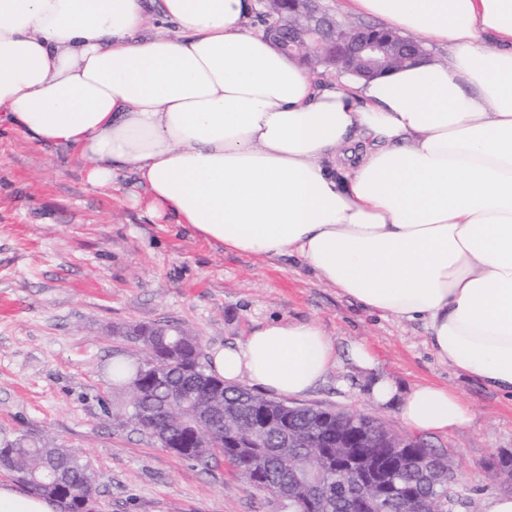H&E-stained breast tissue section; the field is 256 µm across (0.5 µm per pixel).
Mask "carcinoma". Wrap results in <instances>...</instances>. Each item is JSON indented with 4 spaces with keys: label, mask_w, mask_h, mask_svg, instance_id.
<instances>
[{
    "label": "carcinoma",
    "mask_w": 512,
    "mask_h": 512,
    "mask_svg": "<svg viewBox=\"0 0 512 512\" xmlns=\"http://www.w3.org/2000/svg\"><path fill=\"white\" fill-rule=\"evenodd\" d=\"M258 17L265 24L266 35L277 27L298 26L281 0H259ZM137 340L144 345L145 356L134 366L122 360L112 362V379L125 394L123 413L130 422H135L134 416L140 411L156 414V422L140 432L162 448L179 442L182 447L172 452L204 466L228 462L248 485L282 498L294 512H352V502L361 489L346 486L336 477V449L323 453L305 444L312 433L336 431V411L293 407L225 383L208 373L196 337L177 327ZM172 387L192 394L197 404L209 396L219 398L230 432L248 431L262 412L272 418L278 430L266 433L262 448H230L223 435H201L186 442L184 435L194 411L176 403L161 409ZM290 435L296 442L294 448L285 447ZM345 454L366 464L367 482L377 488L394 484L405 489L406 498L387 512H397L403 506L413 508V512H448L455 478L452 462L445 454L421 446L395 457L391 449L381 445L347 448ZM0 467L14 473L28 491L60 503L72 491H95L90 463L51 441L20 436L1 442Z\"/></svg>",
    "instance_id": "obj_1"
}]
</instances>
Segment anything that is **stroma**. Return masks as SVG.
<instances>
[{
	"instance_id": "35a3bbf8",
	"label": "stroma",
	"mask_w": 512,
	"mask_h": 512,
	"mask_svg": "<svg viewBox=\"0 0 512 512\" xmlns=\"http://www.w3.org/2000/svg\"><path fill=\"white\" fill-rule=\"evenodd\" d=\"M122 191L88 185L82 165L47 154L0 127V440H54L87 460L95 512H289L229 464L203 466L159 448L128 423L108 363L141 350L116 333L129 324H174L204 351L244 340L274 319L312 322L336 363L304 405L356 412L406 427L370 396L372 377L401 392L419 384L455 389L470 425L422 439L448 454L456 475L451 512H484L512 495V475L491 470L512 455V399L438 360L417 321L365 312L294 259L223 251L178 231ZM363 344L371 368L348 350Z\"/></svg>"
}]
</instances>
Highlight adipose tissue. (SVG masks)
<instances>
[{
    "instance_id": "ef3b65f1",
    "label": "adipose tissue",
    "mask_w": 512,
    "mask_h": 512,
    "mask_svg": "<svg viewBox=\"0 0 512 512\" xmlns=\"http://www.w3.org/2000/svg\"><path fill=\"white\" fill-rule=\"evenodd\" d=\"M440 54L366 80L311 75L250 27L252 0H0V125L223 250L300 260L370 313L422 322L440 359L512 396V0H351ZM336 360L272 321L210 354L227 383L303 396ZM371 397L423 433L456 392Z\"/></svg>"
}]
</instances>
